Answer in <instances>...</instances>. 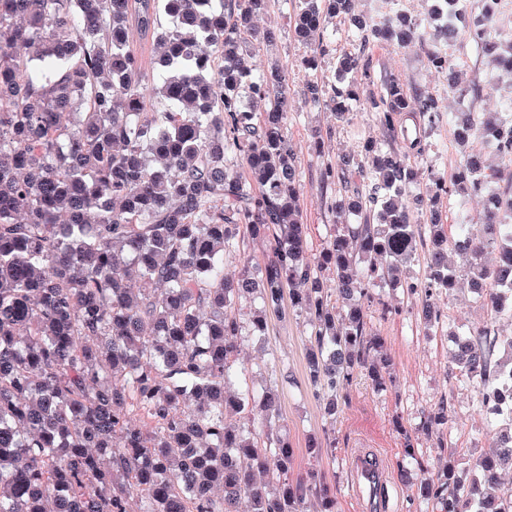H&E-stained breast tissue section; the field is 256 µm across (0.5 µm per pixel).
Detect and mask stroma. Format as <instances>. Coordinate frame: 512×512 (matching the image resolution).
I'll return each instance as SVG.
<instances>
[{"instance_id":"1","label":"stroma","mask_w":512,"mask_h":512,"mask_svg":"<svg viewBox=\"0 0 512 512\" xmlns=\"http://www.w3.org/2000/svg\"><path fill=\"white\" fill-rule=\"evenodd\" d=\"M293 14V0H270L256 24L273 31L276 40L270 51L252 50L248 61L259 68L273 55L288 73L287 134L297 152L303 186L301 206L311 253H318L332 232L335 218L327 211L325 202L342 191L340 183L323 182L321 161L360 152L366 142L381 139L382 129L366 98L370 93L381 92L386 77L399 76L408 94L431 96L442 104L443 116L429 137L428 158L411 161L418 172L417 187L423 192L431 185L429 173L449 174L463 156L464 149L457 143L449 121L451 115L470 110L512 116V73L498 69L477 43L462 36L448 45L446 52L456 65L459 85L467 89V96L449 90L447 75L430 67L424 44L417 42L400 48L378 42L371 47L370 79L361 86L348 120H338L326 105L306 100L303 89L310 80L328 81L338 56L353 51L349 23L339 18L330 24V49L317 57L312 48L294 39ZM310 56L317 59L316 69L303 65ZM317 141L323 146L324 155L320 158L313 151ZM421 301V295L387 288L380 302L367 305V325L386 340L395 382L378 390L365 373H355L349 385L339 392L341 407L333 418L317 399L316 387L309 377L312 326L305 315L288 307L268 314L264 336L249 339L241 347L238 364L245 368L255 386L273 382L281 392L278 432L295 452L293 474L314 469L327 482L335 484V512H360L349 492L345 469L347 456L359 450L378 453L383 460L388 492L385 512H420L416 493L418 472H411L405 479L400 476L403 448L393 426L395 418L412 425L428 407L442 400L448 402L451 420L447 441L452 452L441 451L432 439L422 437L417 442L431 472H441L450 464L457 468L470 465L476 457L491 450L497 426L477 406L471 387L459 382L451 361L452 343L446 333H429L420 321L417 312ZM434 301L457 331L491 323L499 333L512 335L511 319L491 320L486 309L463 287L435 296ZM323 436L329 439V449L321 456H312L308 452L310 439Z\"/></svg>"}]
</instances>
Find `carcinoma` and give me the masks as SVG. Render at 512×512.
Masks as SVG:
<instances>
[{
  "instance_id": "carcinoma-1",
  "label": "carcinoma",
  "mask_w": 512,
  "mask_h": 512,
  "mask_svg": "<svg viewBox=\"0 0 512 512\" xmlns=\"http://www.w3.org/2000/svg\"><path fill=\"white\" fill-rule=\"evenodd\" d=\"M294 2V37L322 52L329 20L352 22L356 50L338 57L334 80L306 84L310 101L339 119L370 77L373 40L421 38L398 10L379 25L355 16L354 0ZM267 4L0 0V512H239L243 498L252 512H306L311 496L334 512L336 486L290 477L294 449L274 435L278 389L242 386L240 347L265 334L267 314L287 302L308 316L310 378L331 415L356 371L377 389L391 380L385 339L367 330L363 311L376 289L429 298L464 276L491 318H512V223L499 220L512 212V118L459 113L458 140L479 134L503 166L469 151L446 177L428 169L424 194L392 140L410 110L434 127L439 102L411 100L399 78L388 79L367 99L387 139L324 163L323 177L343 184L327 210L358 223L333 225L314 255L286 134V73L276 60L256 70L244 58V31ZM499 9L482 7L468 31L512 71V52L495 40ZM465 15L462 0H434L448 42ZM132 18L159 53L150 73L129 45ZM427 56L465 95L446 54ZM149 80L153 112L142 93ZM453 192L497 205L450 236L435 207ZM423 210V277H386L416 260ZM247 237L269 243L272 259L241 253ZM489 248L498 251L491 267L482 260ZM450 249L462 266L448 264ZM230 254L241 265L233 276L224 273ZM243 301L255 304L248 323ZM455 361L479 407L506 429L463 476L450 468L421 477L418 499L438 512H512V487L486 492L512 469V413L494 416L487 404L512 381V336L491 323L458 336ZM135 412L151 426L132 423ZM448 422L444 402L410 429L395 421L404 459L427 472L416 437L444 448Z\"/></svg>"
}]
</instances>
